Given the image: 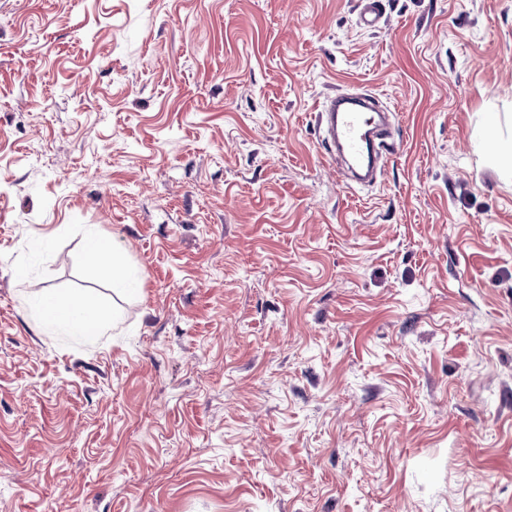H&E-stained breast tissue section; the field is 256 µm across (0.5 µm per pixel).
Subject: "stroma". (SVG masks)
Wrapping results in <instances>:
<instances>
[{"mask_svg":"<svg viewBox=\"0 0 512 512\" xmlns=\"http://www.w3.org/2000/svg\"><path fill=\"white\" fill-rule=\"evenodd\" d=\"M381 9L0 0V512H512V0ZM340 91L397 114L375 185ZM371 98L369 95L337 93L329 97L317 114L320 127L327 123L326 139L336 160L352 172L367 166L368 177L375 172L376 161L382 151L391 147L385 141L390 125L389 112H377L379 122L366 127L365 111L371 107ZM118 247L107 238L102 237L94 230H89L84 238V253L90 266L104 274L111 282L113 291L130 292L129 280L117 261ZM30 306L45 332L62 333L83 342L103 336L112 321L109 308L80 290L42 291L31 298Z\"/></svg>","mask_w":512,"mask_h":512,"instance_id":"35a3bbf8","label":"stroma"}]
</instances>
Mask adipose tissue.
<instances>
[{"instance_id": "ef3b65f1", "label": "adipose tissue", "mask_w": 512, "mask_h": 512, "mask_svg": "<svg viewBox=\"0 0 512 512\" xmlns=\"http://www.w3.org/2000/svg\"><path fill=\"white\" fill-rule=\"evenodd\" d=\"M118 247L95 231L84 238V253L91 267L104 274L113 290L124 292L129 280L117 261ZM30 306L45 332L61 333L83 342H91L109 330L111 313L103 303L82 291L46 290L32 297Z\"/></svg>"}]
</instances>
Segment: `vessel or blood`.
Wrapping results in <instances>:
<instances>
[{"instance_id": "obj_1", "label": "vessel or blood", "mask_w": 512, "mask_h": 512, "mask_svg": "<svg viewBox=\"0 0 512 512\" xmlns=\"http://www.w3.org/2000/svg\"><path fill=\"white\" fill-rule=\"evenodd\" d=\"M370 107V96L339 93L329 97L317 115L327 126L326 139L337 160L353 172L374 168L387 146L389 115L381 113L376 125L367 126L365 112Z\"/></svg>"}]
</instances>
